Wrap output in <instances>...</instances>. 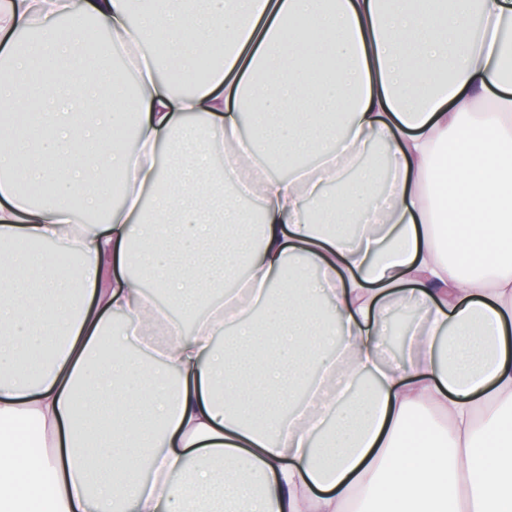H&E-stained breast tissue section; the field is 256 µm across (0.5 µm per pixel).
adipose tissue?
I'll return each mask as SVG.
<instances>
[{
  "instance_id": "adipose-tissue-1",
  "label": "adipose tissue",
  "mask_w": 512,
  "mask_h": 512,
  "mask_svg": "<svg viewBox=\"0 0 512 512\" xmlns=\"http://www.w3.org/2000/svg\"><path fill=\"white\" fill-rule=\"evenodd\" d=\"M510 19L0 0V512H512ZM98 22L118 50L162 42L192 91L150 56L133 92L90 79ZM262 147L287 176L227 190ZM396 305L422 320L386 362Z\"/></svg>"
}]
</instances>
